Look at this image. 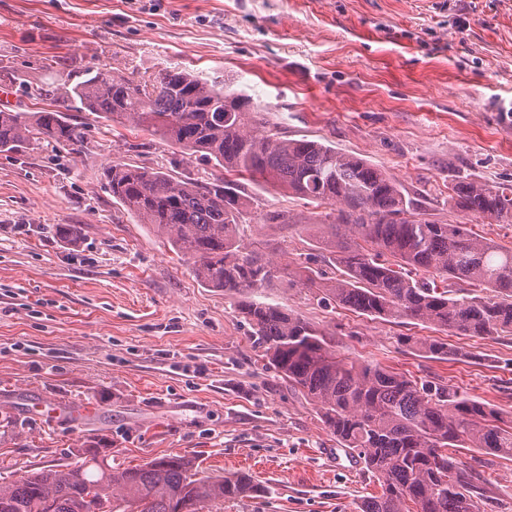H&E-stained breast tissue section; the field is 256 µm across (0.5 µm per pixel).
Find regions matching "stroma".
Listing matches in <instances>:
<instances>
[{"mask_svg":"<svg viewBox=\"0 0 512 512\" xmlns=\"http://www.w3.org/2000/svg\"><path fill=\"white\" fill-rule=\"evenodd\" d=\"M166 68L223 78L288 139L323 140L384 168L427 218L457 179L512 184V0H0V90L10 112L58 110L80 143L38 137L0 153V476L72 461L102 440L113 464L165 454L263 490L217 512H358L377 480L346 456L317 407L277 376L236 298L202 284L166 235L112 198L106 166L219 175L150 132L61 102L92 71L147 81ZM255 203L238 236L276 271L255 298L303 315L338 352L464 392L512 420V335L455 336L358 315L294 276L323 268L328 206L242 179ZM288 212L291 224L264 221ZM77 224L81 234H60ZM409 336L457 347L421 356ZM52 398L94 416L46 421ZM456 457L512 512V460Z\"/></svg>","mask_w":512,"mask_h":512,"instance_id":"1","label":"stroma"}]
</instances>
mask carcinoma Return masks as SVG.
Listing matches in <instances>:
<instances>
[{"label": "carcinoma", "mask_w": 512, "mask_h": 512, "mask_svg": "<svg viewBox=\"0 0 512 512\" xmlns=\"http://www.w3.org/2000/svg\"><path fill=\"white\" fill-rule=\"evenodd\" d=\"M111 122H127L239 176L260 178L309 204L336 207L325 247L338 278L301 266L296 276L359 314L451 330L462 336L512 332V250L466 224H440L413 211L403 188L378 165L308 139L267 130L248 96L185 70L135 83L98 71L61 93ZM36 135L77 143L79 124L54 112L0 111V152ZM105 177L112 198L140 224L167 235L203 284L235 296L264 287L272 262L243 254L237 240L253 198L223 176L184 180L167 171L117 163ZM448 207L475 219L512 223V184L461 180ZM436 272L495 297L456 298L416 279ZM239 310L277 375L311 400L330 434L355 452L381 493L359 512H478L483 488L454 457L456 448L512 456V430L497 412L445 387H432L378 362L337 355L326 334L297 313L255 299ZM413 343L431 358L461 353L444 342ZM260 492L248 474H204L184 455L135 467L112 465L84 445L75 461L27 470L0 483V512H203L209 503Z\"/></svg>", "instance_id": "obj_1"}]
</instances>
